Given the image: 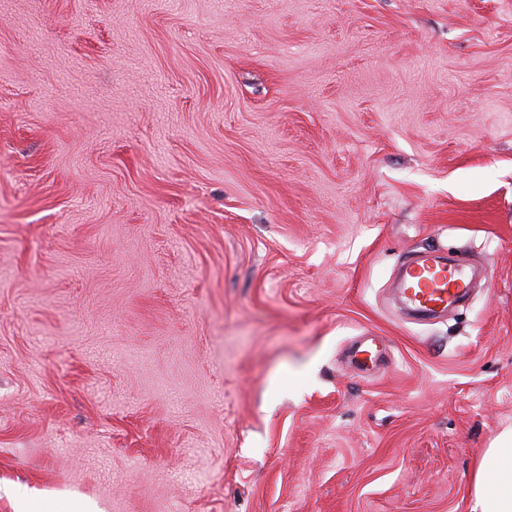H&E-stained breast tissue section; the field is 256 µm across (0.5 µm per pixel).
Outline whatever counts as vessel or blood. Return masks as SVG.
Instances as JSON below:
<instances>
[{
  "label": "vessel or blood",
  "mask_w": 512,
  "mask_h": 512,
  "mask_svg": "<svg viewBox=\"0 0 512 512\" xmlns=\"http://www.w3.org/2000/svg\"><path fill=\"white\" fill-rule=\"evenodd\" d=\"M469 282L463 268L448 266L431 254H424L403 271L401 291L414 309L436 313L461 297Z\"/></svg>",
  "instance_id": "1"
}]
</instances>
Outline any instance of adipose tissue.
Returning a JSON list of instances; mask_svg holds the SVG:
<instances>
[{"label":"adipose tissue","mask_w":512,"mask_h":512,"mask_svg":"<svg viewBox=\"0 0 512 512\" xmlns=\"http://www.w3.org/2000/svg\"><path fill=\"white\" fill-rule=\"evenodd\" d=\"M472 512H512V430L488 448L472 477Z\"/></svg>","instance_id":"ef3b65f1"}]
</instances>
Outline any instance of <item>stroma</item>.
I'll return each instance as SVG.
<instances>
[{
	"label": "stroma",
	"mask_w": 512,
	"mask_h": 512,
	"mask_svg": "<svg viewBox=\"0 0 512 512\" xmlns=\"http://www.w3.org/2000/svg\"><path fill=\"white\" fill-rule=\"evenodd\" d=\"M509 428L512 0H0V512H471ZM401 286L406 302L414 309L436 313L448 310V305L467 291L469 282L462 267L448 268L447 262L424 254L404 269Z\"/></svg>",
	"instance_id": "35a3bbf8"
}]
</instances>
